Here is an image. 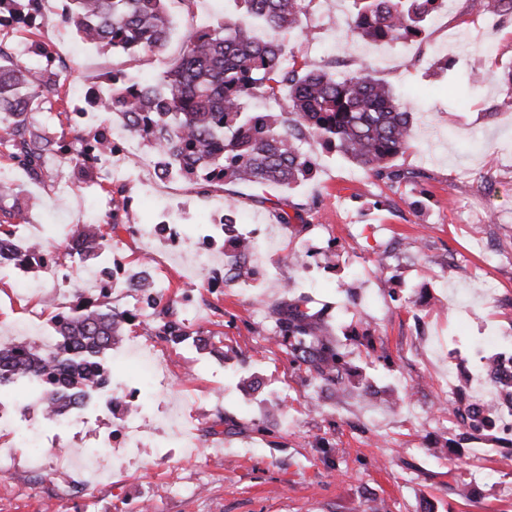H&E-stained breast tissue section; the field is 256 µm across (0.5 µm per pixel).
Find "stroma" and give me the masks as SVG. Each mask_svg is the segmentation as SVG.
Instances as JSON below:
<instances>
[{"label": "stroma", "mask_w": 512, "mask_h": 512, "mask_svg": "<svg viewBox=\"0 0 512 512\" xmlns=\"http://www.w3.org/2000/svg\"><path fill=\"white\" fill-rule=\"evenodd\" d=\"M64 0H46L47 21L0 26V40L37 42L69 64L64 72L69 112L80 113L85 136L99 129L121 133L111 113L88 108L90 92L121 69L150 73L143 58L119 56L82 43L60 22ZM350 0H311L307 36H292L307 59L349 74L363 62L401 95L414 117L412 148L403 167L425 172L416 187L392 192L337 152L308 141L318 164L315 178L282 192L275 186L225 184L199 195L181 178L158 180L143 163L152 154L137 145L116 169L95 183L73 187L71 169L49 156L41 177L0 156V171L14 188L0 200L9 210L37 202L17 221V235L41 248L63 244L69 225L88 211L106 209L111 184H124L131 220L159 223L176 216L181 238L219 219L235 198L244 230H258L252 285L225 282L195 295L190 331L211 339L172 347L151 336L148 323L127 327L130 355L107 356L111 394L99 395L96 419L54 437L34 459L13 433L0 430L10 468L0 472V512H512V442L481 437L489 453L469 454L470 442L448 417V392L415 380L448 367L475 371L474 341L505 337L512 346V110L500 104L512 91V10L485 0H449L423 38L373 43L348 26ZM224 13V0H195L179 14L164 55L176 61L184 35ZM482 75L471 86L466 76ZM285 194L305 203L317 198L308 224H278L266 199ZM390 207L374 206L377 196ZM418 199L415 211L409 199ZM333 247L335 269L295 258ZM123 264L152 252L153 274L170 291L193 277L190 253L162 240L123 233L109 247ZM63 268L32 267L25 276L0 269V337L37 340L54 331L59 309L74 290ZM294 283L316 306L328 307L349 367L373 389L344 399L303 378L284 348L268 340L272 322L258 316ZM157 353L162 374L144 380L139 357ZM257 389L245 391L239 377ZM138 390L142 429L133 443L118 439L108 455L86 463L76 448L111 432L110 396ZM226 416L216 425L217 416Z\"/></svg>", "instance_id": "obj_1"}]
</instances>
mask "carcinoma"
I'll use <instances>...</instances> for the list:
<instances>
[{
  "mask_svg": "<svg viewBox=\"0 0 512 512\" xmlns=\"http://www.w3.org/2000/svg\"><path fill=\"white\" fill-rule=\"evenodd\" d=\"M194 0H70L61 22L86 43L115 53L143 56L159 64L150 79L121 69L106 76L109 91L90 100L91 107L118 116L124 128L152 150L160 177L179 175L201 193L216 184H249L292 189L315 177L317 163L304 149L315 140L387 180L390 187L412 185L426 177L420 170L396 164L412 147V113L369 65L338 78L328 68L308 64L294 45L280 39L285 32L305 33L303 20L312 0H233L236 11L186 36L182 57L167 62L164 47L176 11ZM446 0H352V34L376 42H396L422 35ZM44 0H0L3 12L36 16ZM46 76L36 77L0 46V146L14 165L33 174L47 155L60 151L73 164L77 179L94 169L90 141L75 127L72 137L56 140L28 120L47 95L61 97L63 83L54 71V57L45 59ZM267 96L278 109L254 112L251 101ZM125 186L111 190L112 214L103 226L85 225L78 232L87 244L83 261L97 257L96 246L129 231ZM276 221L286 227L307 223L316 202L296 204L286 197L268 198ZM238 201L224 212V278L246 279L251 267L240 268V254L251 252L255 239L237 230ZM21 210L0 213V246L14 234L11 220ZM145 307L119 313L108 296L71 312L56 315L59 349L45 352L10 340L0 342V390L18 385L38 395L57 411L78 404L110 383L104 356L125 327L144 316L150 334L179 345L191 332L181 315V302L162 295L146 296ZM271 340L288 351L307 377L344 393L363 394L369 385L343 364L332 315L317 308L305 293L284 285L283 299L269 308Z\"/></svg>",
  "mask_w": 512,
  "mask_h": 512,
  "instance_id": "1",
  "label": "carcinoma"
}]
</instances>
